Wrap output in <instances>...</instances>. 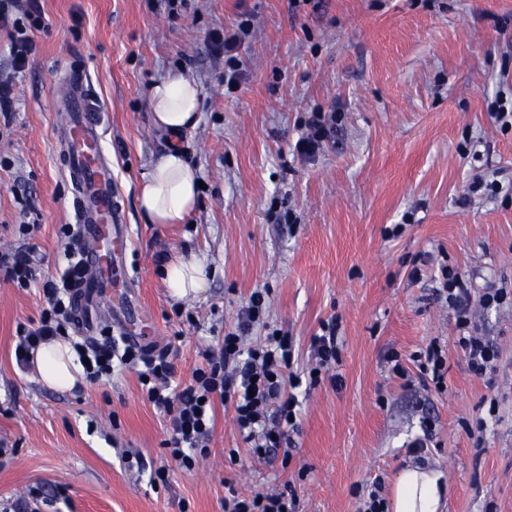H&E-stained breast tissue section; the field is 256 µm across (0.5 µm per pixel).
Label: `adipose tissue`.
<instances>
[{"instance_id":"ef3b65f1","label":"adipose tissue","mask_w":512,"mask_h":512,"mask_svg":"<svg viewBox=\"0 0 512 512\" xmlns=\"http://www.w3.org/2000/svg\"><path fill=\"white\" fill-rule=\"evenodd\" d=\"M200 98V87L178 71L168 72L149 89L151 121L173 138L169 149L151 163L139 184L137 205L150 223H186L197 207L199 174L187 161L178 137L197 125ZM162 272L171 295L179 300L204 293L208 285L207 266L196 258L169 260ZM32 377L57 391L73 390L85 381L74 351L62 339L39 344ZM446 495L447 486L440 472L408 465L394 480L389 506L392 512H439Z\"/></svg>"}]
</instances>
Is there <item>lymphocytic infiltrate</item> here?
Returning <instances> with one entry per match:
<instances>
[{"label": "lymphocytic infiltrate", "mask_w": 512, "mask_h": 512, "mask_svg": "<svg viewBox=\"0 0 512 512\" xmlns=\"http://www.w3.org/2000/svg\"><path fill=\"white\" fill-rule=\"evenodd\" d=\"M0 272L19 287L41 286L46 307L36 326L17 329L15 360L20 369L30 367V352L37 344L64 335L74 316L73 283L70 272L59 281L39 283L28 260L7 249L0 250ZM438 298L444 299L456 316L457 345L470 370L477 376L495 371L498 353L492 343L478 333L472 321L473 305L500 308L507 289L487 288L475 293L470 280L457 269L443 266ZM269 297L253 291L236 331L225 334L220 348H206L202 362L185 386L173 382V367L167 351L125 342L123 349L107 348L87 341L75 343L80 359L86 360V377L97 383L110 377L115 366L136 370L142 380L144 397L169 418V434L162 443L169 456L185 470H192L199 457L208 452L207 443L215 425V406L224 404L234 418L253 457L264 459L277 454L290 457L293 434L299 430L295 392L301 386H316L339 361L336 322L322 324L311 341L312 366L307 374L293 372V344L288 336L268 332L260 342L247 338L255 326L263 325ZM297 498L291 488L268 494L244 496L230 491L224 498V512H297Z\"/></svg>", "instance_id": "1"}]
</instances>
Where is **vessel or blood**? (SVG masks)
Listing matches in <instances>:
<instances>
[{
	"label": "vessel or blood",
	"mask_w": 512,
	"mask_h": 512,
	"mask_svg": "<svg viewBox=\"0 0 512 512\" xmlns=\"http://www.w3.org/2000/svg\"><path fill=\"white\" fill-rule=\"evenodd\" d=\"M69 83L64 143L82 244L81 266L73 275L75 313L78 329L90 334L96 329L97 297L111 287L114 271L122 270L128 238L121 229L125 218L120 186L103 151V108L86 74L70 73Z\"/></svg>",
	"instance_id": "vessel-or-blood-1"
}]
</instances>
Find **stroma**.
<instances>
[{"instance_id":"stroma-1","label":"stroma","mask_w":512,"mask_h":512,"mask_svg":"<svg viewBox=\"0 0 512 512\" xmlns=\"http://www.w3.org/2000/svg\"><path fill=\"white\" fill-rule=\"evenodd\" d=\"M35 5L48 25L21 17L34 51L0 115V248L25 253L44 278L64 262L74 188L59 105L73 68L106 108L103 148L123 194L130 243L112 289L141 308L127 325L103 299L98 331L171 347L186 384L264 288L268 322L293 338L298 367L328 318L343 347L337 380L298 395L289 462L253 457L220 406L207 456L186 471L162 448L167 419L135 371L57 392L17 369L16 329L46 303L0 275V512H25L33 493L41 512H222L228 488L286 485L300 512H357L373 482L391 490L407 463L443 473V512H512V307L473 309L498 349L497 371L481 378L436 296L442 263L475 288L512 289V0H183L173 17L163 0ZM247 16L244 77L230 85L211 40ZM172 70L201 88L198 124L179 141L204 186L190 223L162 228L136 195L170 143L147 94ZM315 111L336 124L315 156H295ZM478 175L487 186L465 195ZM428 250L437 263L414 280ZM190 252L209 285L177 304L158 267ZM435 339L448 352L441 393L419 385L410 359ZM394 353L406 376L391 371ZM425 416L433 442L417 455L408 443ZM129 451L141 467L127 465ZM161 467L169 482L152 487Z\"/></svg>"}]
</instances>
